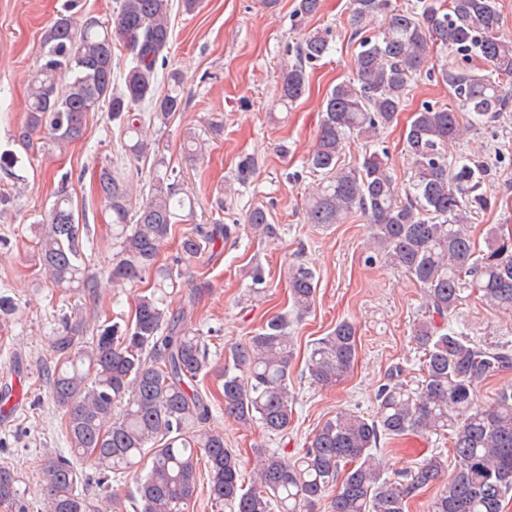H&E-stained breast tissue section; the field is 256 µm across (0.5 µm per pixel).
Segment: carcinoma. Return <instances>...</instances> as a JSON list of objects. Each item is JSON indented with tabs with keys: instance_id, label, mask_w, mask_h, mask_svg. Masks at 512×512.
<instances>
[{
	"instance_id": "1",
	"label": "carcinoma",
	"mask_w": 512,
	"mask_h": 512,
	"mask_svg": "<svg viewBox=\"0 0 512 512\" xmlns=\"http://www.w3.org/2000/svg\"><path fill=\"white\" fill-rule=\"evenodd\" d=\"M421 3L403 9L391 7L390 0H350L351 28L359 37L356 79L336 84L326 95L307 158L321 178L305 203L309 224H340L362 212L371 248L420 288L428 310V318L413 328L423 352L420 386L392 379L378 391L373 415L340 411L299 455L260 454L251 486L244 488L239 455L224 446L223 432L207 427L211 406L196 388L210 369L208 346L188 326L187 314L170 311L167 297L179 287L178 277L173 268L156 265L177 210L186 205L177 176L155 174L138 205L127 177L103 165L97 182L118 243L115 265L99 280L86 274L82 226L64 185L38 225L39 263L52 287L86 291L94 299L104 283L121 285L150 271L153 283L136 297L125 326L107 320L91 325L79 306L62 318V330L53 337L49 384L63 410L70 456L50 452L43 459L39 478L47 512H90L78 490L86 468L107 483L133 479L139 512H186L201 462L210 498L232 512H304L326 496L329 512H405L409 498L432 486L429 512H503L512 493V385L487 400L479 386L511 366L512 355L467 339L448 321L471 298L512 313V232L493 225L485 248L476 243L468 224L488 207L487 169L466 156L448 160V146L512 106V38L499 34L495 0ZM170 11L171 0H117L110 25L76 12L58 17L41 37L19 141L28 147L38 134L47 148L63 152L82 137L88 114L105 107L119 122L127 162L150 156L155 143L143 132L144 117L164 125L182 105L178 72L170 73L167 93L157 95V63L172 38ZM380 15L383 29L366 34ZM330 42L327 30L302 40L277 79L282 104L304 95L307 66L324 57ZM119 44L132 56L121 77L113 70ZM437 46L455 58L481 61L485 73L446 64L442 78L454 105L426 103L410 118L404 144L415 176L401 196L378 154L343 167L341 153L350 134L369 139L392 124ZM256 166L254 157H242L238 183L248 184ZM244 229L258 239L276 235L260 206L247 213ZM238 231L237 224H197L181 236L176 262L189 264L205 247ZM287 284L291 312L306 314L316 293V270L295 265ZM289 325L288 313L271 316L246 344L231 349V362L224 365V415L245 427L257 424L270 436L288 431L293 419ZM356 356V326L342 320L311 344L307 369L317 384L333 387L350 373ZM446 429L453 471L433 455L395 477L385 475L376 456L381 437ZM15 483L13 470L0 466V506L28 512Z\"/></svg>"
}]
</instances>
